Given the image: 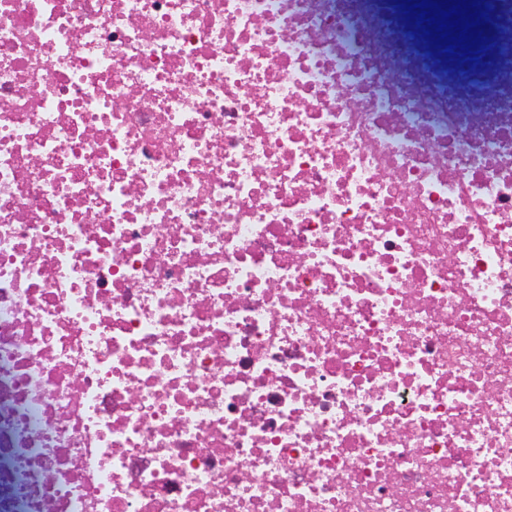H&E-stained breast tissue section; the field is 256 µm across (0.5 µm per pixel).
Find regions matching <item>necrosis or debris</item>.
Masks as SVG:
<instances>
[{
  "mask_svg": "<svg viewBox=\"0 0 512 512\" xmlns=\"http://www.w3.org/2000/svg\"><path fill=\"white\" fill-rule=\"evenodd\" d=\"M0 0V512H512V0Z\"/></svg>",
  "mask_w": 512,
  "mask_h": 512,
  "instance_id": "obj_1",
  "label": "necrosis or debris"
}]
</instances>
